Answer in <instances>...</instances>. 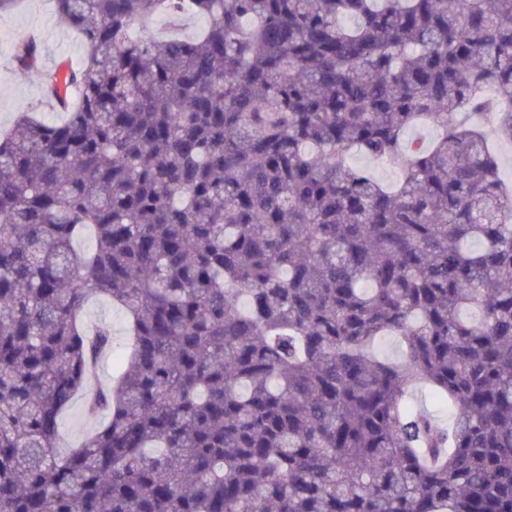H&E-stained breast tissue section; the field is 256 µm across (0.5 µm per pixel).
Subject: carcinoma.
I'll use <instances>...</instances> for the list:
<instances>
[{"instance_id": "obj_1", "label": "carcinoma", "mask_w": 512, "mask_h": 512, "mask_svg": "<svg viewBox=\"0 0 512 512\" xmlns=\"http://www.w3.org/2000/svg\"><path fill=\"white\" fill-rule=\"evenodd\" d=\"M54 2L68 116L0 130V512H512V0ZM206 26V20L198 16L186 17L181 25L173 27L166 16L157 17L149 27L151 34H177L191 37L199 33ZM349 162L352 166L367 167L380 181L385 184H394L399 178V172L395 166L370 160L358 153L352 154ZM85 316L88 322L95 323L104 321L109 323L115 334L116 342L111 355L102 358L100 378L103 382L109 379L112 373V366H116L121 348L125 342V320L123 313L112 307V304L105 300H92L85 308ZM93 423L88 421L82 412V404L79 399L66 413L62 424V436L66 445H76L82 437L91 430Z\"/></svg>"}]
</instances>
